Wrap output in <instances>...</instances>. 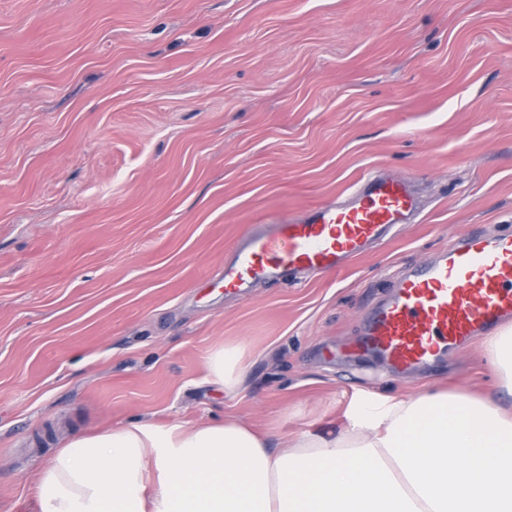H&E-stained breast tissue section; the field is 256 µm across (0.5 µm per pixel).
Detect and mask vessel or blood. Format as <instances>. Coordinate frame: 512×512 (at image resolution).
<instances>
[{
    "instance_id": "vessel-or-blood-1",
    "label": "vessel or blood",
    "mask_w": 512,
    "mask_h": 512,
    "mask_svg": "<svg viewBox=\"0 0 512 512\" xmlns=\"http://www.w3.org/2000/svg\"><path fill=\"white\" fill-rule=\"evenodd\" d=\"M416 205L407 179L372 175L348 200L276 219L247 234L224 261V291L238 294L286 275L336 272L395 227L411 223ZM512 321V229L450 240L436 259L402 274L383 304L369 310L360 347L408 369L433 363Z\"/></svg>"
}]
</instances>
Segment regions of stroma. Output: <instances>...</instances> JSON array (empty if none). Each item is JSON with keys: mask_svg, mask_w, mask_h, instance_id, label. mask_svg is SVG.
<instances>
[{"mask_svg": "<svg viewBox=\"0 0 512 512\" xmlns=\"http://www.w3.org/2000/svg\"><path fill=\"white\" fill-rule=\"evenodd\" d=\"M379 172L413 223L225 294L242 235ZM505 224L512 0H0V512H37L81 433L238 421L281 448L368 396L497 399L485 341L413 372L354 346L402 273ZM240 355L235 348H218L208 360L209 375L212 380L223 386L234 383V373L239 365Z\"/></svg>", "mask_w": 512, "mask_h": 512, "instance_id": "1", "label": "stroma"}]
</instances>
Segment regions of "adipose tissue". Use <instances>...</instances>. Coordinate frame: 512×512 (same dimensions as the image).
<instances>
[{"label":"adipose tissue","mask_w":512,"mask_h":512,"mask_svg":"<svg viewBox=\"0 0 512 512\" xmlns=\"http://www.w3.org/2000/svg\"><path fill=\"white\" fill-rule=\"evenodd\" d=\"M39 512H512V418L455 394L369 399L276 451L247 427L132 423L71 438Z\"/></svg>","instance_id":"1"}]
</instances>
